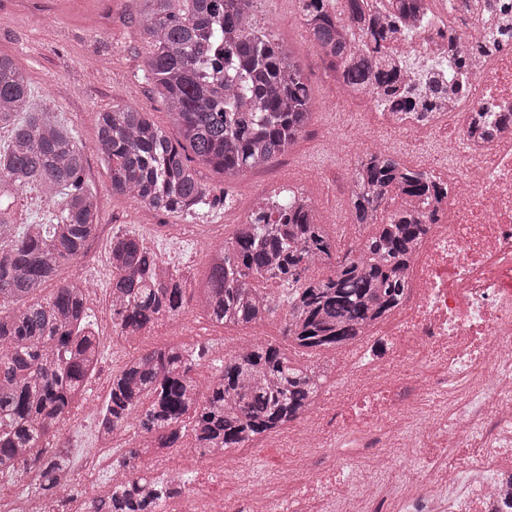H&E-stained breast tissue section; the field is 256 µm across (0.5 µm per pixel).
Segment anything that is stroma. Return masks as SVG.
I'll return each instance as SVG.
<instances>
[{
	"label": "stroma",
	"instance_id": "1",
	"mask_svg": "<svg viewBox=\"0 0 512 512\" xmlns=\"http://www.w3.org/2000/svg\"><path fill=\"white\" fill-rule=\"evenodd\" d=\"M137 16L136 0H0V52L12 56L26 74L32 104L54 112L57 121L79 140L89 141L93 113L115 104L144 108L175 139L179 136L177 127L141 77L148 45L138 28ZM256 21L303 63L317 110L307 132L284 159L274 162L253 181L228 183L211 168L201 167L203 182L227 187L233 204L202 210L192 218L198 232L208 238L206 248L191 262L193 274L200 279L209 269L211 247L219 243L213 230L232 236L236 225L245 222L278 184L301 188L316 205L327 209L333 222L351 221L350 202L340 193L341 178L355 164L374 105L339 97L338 74L316 57L306 40L298 20L297 0H261ZM378 135L382 149L407 165L434 171L445 162L440 149L424 147L392 131L382 129ZM330 136L340 144L332 157L321 150ZM83 180L98 196L101 223L117 225L124 231L136 222L138 200L113 194L111 168L96 153L87 155ZM90 284L96 296L89 305L90 320L99 325L105 350L114 352V368H121L133 349L113 333L111 320L102 316L111 281L96 276ZM185 316L193 327L174 340L190 352L200 353V371L211 372L212 356L232 351L235 339L221 334L195 307H188ZM294 454L283 433L272 445L263 439L244 450H227L224 467L235 469L244 460L251 477L264 479L271 470L285 466Z\"/></svg>",
	"mask_w": 512,
	"mask_h": 512
}]
</instances>
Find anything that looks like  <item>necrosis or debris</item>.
<instances>
[{
    "label": "necrosis or debris",
    "mask_w": 512,
    "mask_h": 512,
    "mask_svg": "<svg viewBox=\"0 0 512 512\" xmlns=\"http://www.w3.org/2000/svg\"><path fill=\"white\" fill-rule=\"evenodd\" d=\"M474 25H429L392 44L422 65L447 57L452 43L473 61L468 99H449L424 122L377 115L403 134L445 137L460 161L455 186L432 207L399 306L343 353L342 377L322 381L319 407L331 424L312 414L289 429V447L304 454L275 482L238 469L248 512H382L393 493L403 512H498L512 496V128L489 142L470 130L483 108L512 112V43L484 51L470 38ZM347 437L370 451L355 470L311 469ZM120 439L103 437L79 461L78 493L57 504L0 473V512H92L106 496L93 475L110 466Z\"/></svg>",
    "instance_id": "4bbe7bcc"
}]
</instances>
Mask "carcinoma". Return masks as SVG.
I'll list each match as a JSON object with an SVG mask.
<instances>
[{
    "mask_svg": "<svg viewBox=\"0 0 512 512\" xmlns=\"http://www.w3.org/2000/svg\"><path fill=\"white\" fill-rule=\"evenodd\" d=\"M432 0H298L300 22L318 57L335 67L341 91L369 96L392 112L427 118L453 87L470 95L472 60L454 46L449 67L423 74L414 87L407 61L390 63L385 42L408 39L413 25L429 23ZM483 24L484 43L512 42V0H464ZM256 0H144L138 24L149 44L145 82L178 126L174 142L150 113L116 104L93 115L87 145L54 119L31 107L26 76L0 53V126L11 127L0 151V467L14 470L28 455L38 467L30 487L68 491L65 449L52 443L71 406L99 364L100 339L88 320L84 283L42 292L65 264L88 255L99 234L97 195L84 187L87 149L110 165L112 193L132 195L153 212L185 218L229 203V192L211 196L193 160L228 179L245 176L283 156L306 132L315 99L302 63L255 21ZM512 127V112L479 119L487 140ZM352 224L372 227L359 255L336 246L310 198L291 189L269 199L216 248L198 300L217 324L245 327L273 317L279 304L265 284L289 285L283 335L301 354L339 348L397 306L403 271L425 232L428 206L448 195L431 172L410 168L384 151H365L352 171ZM36 183L59 208L52 224H28L13 233L11 200ZM112 328L134 339L159 321L181 316L187 289L163 280L157 257L126 232L112 236ZM197 359L176 343L144 350L112 374L101 434L136 428L143 446L127 450L112 498L93 512H164L179 488L146 482V449L183 447L191 431L204 458L217 450L245 448L286 427L311 409L320 371L293 364L272 344H245L224 357L206 378Z\"/></svg>",
    "mask_w": 512,
    "mask_h": 512,
    "instance_id": "carcinoma-1",
    "label": "carcinoma"
}]
</instances>
